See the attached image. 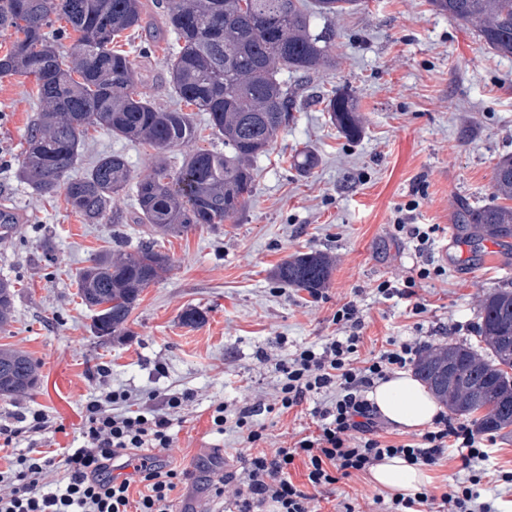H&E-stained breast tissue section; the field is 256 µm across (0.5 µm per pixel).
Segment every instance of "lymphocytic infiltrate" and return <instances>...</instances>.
I'll return each instance as SVG.
<instances>
[{"label":"lymphocytic infiltrate","instance_id":"f902f5d3","mask_svg":"<svg viewBox=\"0 0 512 512\" xmlns=\"http://www.w3.org/2000/svg\"><path fill=\"white\" fill-rule=\"evenodd\" d=\"M333 322L337 335L296 348L280 364L270 398L234 408L212 405V430L238 433L254 452L240 471L216 470L208 486L211 499L228 500L234 512H318L330 486L384 459L400 456L432 468L453 450L466 480L453 481L440 493L426 489L408 497L375 496L378 512H494L483 498L481 480L493 473L512 484V471L495 470L491 442L474 425L443 413L431 429L408 442L382 437L367 394L376 381L415 363L429 339L395 340L364 358L359 353L364 322L356 304H342ZM311 398L317 401L311 410L315 431L292 445L268 447L266 428L256 416L283 413ZM191 399L188 392L167 394L161 407L134 410L124 390L89 398L79 447L52 456L23 453L0 470V512H174V494L188 486L190 471L157 463L135 466L121 479L112 471L140 452H167L174 422ZM299 463L305 473L297 483L291 471Z\"/></svg>","mask_w":512,"mask_h":512}]
</instances>
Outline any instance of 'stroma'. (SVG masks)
<instances>
[{"label":"stroma","instance_id":"35a3bbf8","mask_svg":"<svg viewBox=\"0 0 512 512\" xmlns=\"http://www.w3.org/2000/svg\"><path fill=\"white\" fill-rule=\"evenodd\" d=\"M336 62L310 78L282 72L307 98L294 124L282 131L257 163L255 186L237 220L200 226L179 237L150 234L140 224L85 223L64 194L38 196L18 170L25 135L38 110L32 78L0 75V211L15 227L0 238V278L16 290L14 316L0 329V345L29 354L39 382L29 394L0 399V422L14 413L41 411L52 437H21L0 447V470L30 447L51 452L78 445L86 400L106 389L129 392L149 406L156 393L192 392L175 426L176 443L160 463L189 470L178 492L184 512L206 493L203 457L222 451L229 470L240 468L244 448L237 433L210 431L217 401L240 405L269 397L277 366L295 348L336 333L333 316L355 301L364 321L361 353L389 339L432 337L434 345H478L480 301L491 288H512V247L470 242L459 228L463 208L495 204L493 166L512 153V59L485 50L475 34L428 0H365L337 16ZM173 37L139 31L122 48L134 62L136 83L159 108L175 101L165 60ZM350 91L363 120L360 138L339 133L323 110V94ZM319 157L300 176L297 150ZM122 155L133 178L149 174L156 151L92 127L83 160ZM417 200V223L437 225L425 258L442 275L421 282L425 305L416 315L381 297L376 286L413 275L420 264L414 246L393 228L399 209ZM172 260L170 270L140 296L129 334L105 340L92 331L93 313L78 294V274L95 254L146 240ZM321 250L335 260L331 285L318 297L281 285L272 268L297 252ZM194 307L199 326L180 320ZM274 445L292 442L311 424L308 405L281 415L262 414ZM369 474L331 488L322 512L349 502L372 512L384 495Z\"/></svg>","mask_w":512,"mask_h":512}]
</instances>
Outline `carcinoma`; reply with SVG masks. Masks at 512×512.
Listing matches in <instances>:
<instances>
[{"label":"carcinoma","instance_id":"1","mask_svg":"<svg viewBox=\"0 0 512 512\" xmlns=\"http://www.w3.org/2000/svg\"><path fill=\"white\" fill-rule=\"evenodd\" d=\"M312 2L310 11L307 0H156L166 31L175 36L166 72L179 100V107L162 110L135 90L133 60L112 47L124 32L146 27L142 0H0V33L14 35L0 56V74L34 77L44 103L27 130L22 177L40 195L64 191L72 211L88 224L122 223L116 198L130 184L137 204L132 221L155 231L181 236L202 224L234 220L252 192L254 163L303 108L302 94L279 75L289 69L307 77L330 64L337 38L333 20L361 0ZM429 2L437 13L473 29L487 50L512 57V0ZM55 17L75 34L66 51L53 30ZM323 103L345 137H360V117L348 92L339 89ZM195 112L207 114L224 151L193 148ZM87 126L160 152L181 147L186 153L179 167L161 161L133 184L125 158L114 153L72 178ZM293 164L306 174L318 157L302 152ZM493 189L512 200V153L495 164ZM461 218L475 242L512 239V206L469 208ZM169 266V256L149 243L133 252L94 256L78 275L82 302L94 311V333L108 339L123 332L144 288ZM332 270L329 254L310 250L285 259L273 275L317 296L328 287ZM13 306V285L1 278L0 328L11 321ZM479 318L485 353L465 344L430 347L420 354L416 374L426 382L435 366L453 364L457 377L436 397L482 432L512 434V289L484 293ZM36 381L30 357L0 347L1 398L25 394Z\"/></svg>","mask_w":512,"mask_h":512}]
</instances>
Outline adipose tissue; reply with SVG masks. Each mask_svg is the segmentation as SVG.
<instances>
[{"label":"adipose tissue","instance_id":"1","mask_svg":"<svg viewBox=\"0 0 512 512\" xmlns=\"http://www.w3.org/2000/svg\"><path fill=\"white\" fill-rule=\"evenodd\" d=\"M368 398L391 425L406 432L424 429L441 411L427 386L406 371L393 373L378 382ZM371 474L378 486L406 494L419 492L427 481L423 469L398 456L384 459L373 467Z\"/></svg>","mask_w":512,"mask_h":512}]
</instances>
